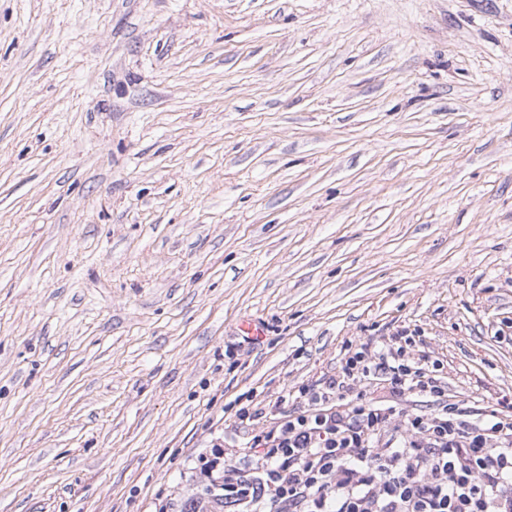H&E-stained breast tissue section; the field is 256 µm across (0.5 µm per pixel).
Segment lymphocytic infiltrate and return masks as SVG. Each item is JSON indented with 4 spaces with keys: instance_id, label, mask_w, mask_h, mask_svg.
<instances>
[{
    "instance_id": "obj_1",
    "label": "lymphocytic infiltrate",
    "mask_w": 512,
    "mask_h": 512,
    "mask_svg": "<svg viewBox=\"0 0 512 512\" xmlns=\"http://www.w3.org/2000/svg\"><path fill=\"white\" fill-rule=\"evenodd\" d=\"M375 380L392 400L371 397ZM406 394L437 408L406 412ZM301 395V407L244 448L213 445L191 512H512V414L466 418L429 365L364 343L340 378ZM218 473L219 500L210 491Z\"/></svg>"
}]
</instances>
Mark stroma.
<instances>
[{"mask_svg": "<svg viewBox=\"0 0 512 512\" xmlns=\"http://www.w3.org/2000/svg\"><path fill=\"white\" fill-rule=\"evenodd\" d=\"M363 343L512 412V0H0V512H181Z\"/></svg>", "mask_w": 512, "mask_h": 512, "instance_id": "stroma-1", "label": "stroma"}]
</instances>
